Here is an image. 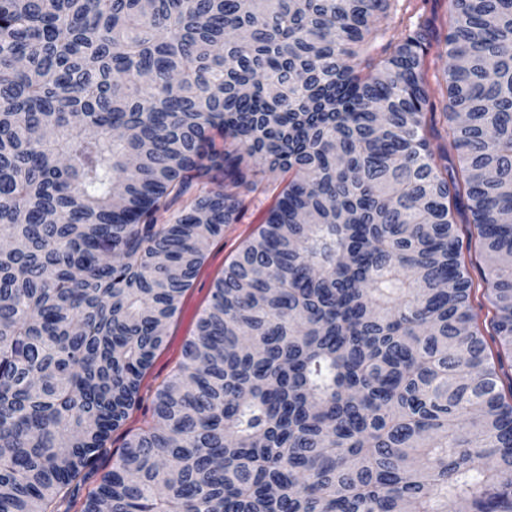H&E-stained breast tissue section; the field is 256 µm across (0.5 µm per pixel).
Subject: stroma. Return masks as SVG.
Listing matches in <instances>:
<instances>
[{"label": "stroma", "instance_id": "1", "mask_svg": "<svg viewBox=\"0 0 512 512\" xmlns=\"http://www.w3.org/2000/svg\"><path fill=\"white\" fill-rule=\"evenodd\" d=\"M425 18L434 19L437 25H446L447 0H394L381 26L387 34L396 35L406 26ZM264 178L269 185L267 192L247 194L239 222L230 225L223 237L210 242L196 280L183 295L178 312L167 324L165 345L157 352L152 367L143 379L140 407L134 411L121 430L113 433V447H120L124 435L136 432L141 425L144 411L149 408L156 389L170 378L181 362L182 346L194 335L196 321L208 307L213 285L223 276L225 264L235 257L244 241L253 234L259 224L263 223L267 212L274 206L279 191L286 183L283 174L278 172L265 173Z\"/></svg>", "mask_w": 512, "mask_h": 512}]
</instances>
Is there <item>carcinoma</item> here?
Listing matches in <instances>:
<instances>
[{
	"instance_id": "1",
	"label": "carcinoma",
	"mask_w": 512,
	"mask_h": 512,
	"mask_svg": "<svg viewBox=\"0 0 512 512\" xmlns=\"http://www.w3.org/2000/svg\"><path fill=\"white\" fill-rule=\"evenodd\" d=\"M390 2L0 0V512H72L267 170L80 512H512V0ZM425 18H433L438 26L448 23L447 0H398L393 2L388 17L380 22L386 39L399 34L406 26ZM264 178V183L269 184L268 191L265 193L247 194L243 189L238 190L245 198V207L238 224H231L224 232V237L210 242L196 280L183 295L179 311L167 324L165 345L157 352L152 367L143 379L140 407L134 411L120 430L112 434L111 447H109L110 444L108 445L112 449L101 458L95 474L80 487L78 491L80 501L97 488L105 474L112 471V451H116L121 446L125 434L136 432L141 425L145 418V411L151 406L156 389L170 378L181 362L182 346L194 335L197 318L210 304L213 285L223 276L225 264L235 257L244 241L253 234L259 224L264 222L267 212L276 203L277 194L287 180V177L280 172L269 171H266Z\"/></svg>"
}]
</instances>
